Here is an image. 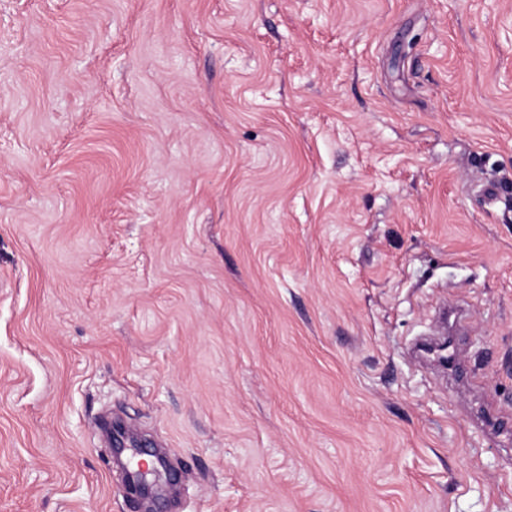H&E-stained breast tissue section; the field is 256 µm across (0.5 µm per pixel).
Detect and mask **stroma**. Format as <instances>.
<instances>
[{"label":"stroma","instance_id":"obj_1","mask_svg":"<svg viewBox=\"0 0 512 512\" xmlns=\"http://www.w3.org/2000/svg\"><path fill=\"white\" fill-rule=\"evenodd\" d=\"M463 309L460 388L414 348ZM512 0H0V512H512ZM134 454L136 455H147L151 457L150 463L146 462L142 459L141 469H139V473L136 476V479H133L127 485V491L130 495L134 496L140 503L141 507L144 509L141 512H151L149 509V502L153 498V491L151 485L146 481V476L148 474L155 475L156 477L160 476V469L168 470L167 460L158 453L156 450L152 448H148L146 445H141L139 448H132Z\"/></svg>","mask_w":512,"mask_h":512}]
</instances>
